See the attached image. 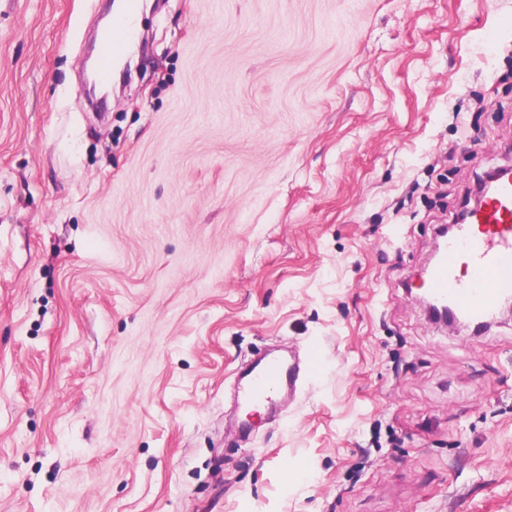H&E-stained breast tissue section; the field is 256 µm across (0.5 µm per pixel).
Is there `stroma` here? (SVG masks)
I'll return each mask as SVG.
<instances>
[{
	"mask_svg": "<svg viewBox=\"0 0 512 512\" xmlns=\"http://www.w3.org/2000/svg\"><path fill=\"white\" fill-rule=\"evenodd\" d=\"M111 11L0 0V512H512V317L405 290L512 165V0H149L91 102ZM317 367L314 353L302 367L278 357L260 359L242 376L240 399L243 404H260L267 406L268 411L272 410L295 387L301 372H313Z\"/></svg>",
	"mask_w": 512,
	"mask_h": 512,
	"instance_id": "35a3bbf8",
	"label": "stroma"
}]
</instances>
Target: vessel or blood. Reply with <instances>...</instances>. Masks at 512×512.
<instances>
[{
	"mask_svg": "<svg viewBox=\"0 0 512 512\" xmlns=\"http://www.w3.org/2000/svg\"><path fill=\"white\" fill-rule=\"evenodd\" d=\"M135 34V14L130 9L101 34L103 79H111L114 59L123 54ZM427 286L439 301L450 304L474 326L485 324L500 299L512 295V180H502L469 221L449 237L427 272ZM317 367L314 358L304 365L278 357L260 359L245 372L240 399L245 404L274 407L295 387L300 373Z\"/></svg>",
	"mask_w": 512,
	"mask_h": 512,
	"instance_id": "b4317fda",
	"label": "vessel or blood"
}]
</instances>
